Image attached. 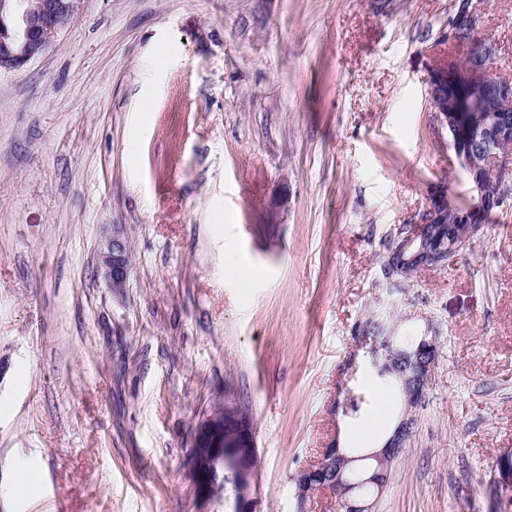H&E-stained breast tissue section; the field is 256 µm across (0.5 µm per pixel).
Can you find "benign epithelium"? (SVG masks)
<instances>
[{
  "mask_svg": "<svg viewBox=\"0 0 512 512\" xmlns=\"http://www.w3.org/2000/svg\"><path fill=\"white\" fill-rule=\"evenodd\" d=\"M78 0H0V72L15 71L42 56L56 35L73 17ZM480 17L470 0H454L446 38L452 44L468 45L464 62L444 61L431 73L428 96L438 113L454 149L459 168L471 182L472 201L459 209L444 187L434 189L415 221L412 233L398 239L394 251L410 254L417 269L448 265V255L474 240L483 231L489 210L502 207L512 195L501 187L512 184V80L491 72L498 45L490 40L475 41L466 35L479 29ZM471 96L476 111L488 112L486 120L470 124L461 115L460 103ZM463 211L462 226L448 237V246L429 245L430 233L441 232L448 214ZM100 267L116 295L126 288L131 272L129 246L118 225L100 250ZM434 356L432 341L422 339L412 349L392 348L388 370L403 382L405 401L421 406L431 383ZM414 418L406 413L381 448L365 458L374 464H359L360 456L341 451L337 440L321 449L317 459L293 476L298 512L318 492L336 498L337 512H374L376 496L387 486L392 463L403 453L413 433ZM257 458L252 422L245 413L225 405L219 415H207L193 431L188 471L195 491L202 497L220 494L219 475L225 472L237 481L234 512H256Z\"/></svg>",
  "mask_w": 512,
  "mask_h": 512,
  "instance_id": "1",
  "label": "benign epithelium"
}]
</instances>
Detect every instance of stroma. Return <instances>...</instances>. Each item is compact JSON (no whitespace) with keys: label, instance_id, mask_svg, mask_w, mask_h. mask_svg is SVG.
Here are the masks:
<instances>
[{"label":"stroma","instance_id":"35a3bbf8","mask_svg":"<svg viewBox=\"0 0 512 512\" xmlns=\"http://www.w3.org/2000/svg\"><path fill=\"white\" fill-rule=\"evenodd\" d=\"M512 79V0H482ZM452 0H80L0 73V512H225L195 424H253L257 512L363 418L332 413L355 326L439 333L375 512H500L512 449V205L402 291L383 240L467 186L427 95ZM132 271L112 294L101 243ZM355 356V355H354ZM29 479L18 484V471ZM100 267L112 292L121 295L130 276L131 263L128 242L118 225H113L112 236L103 243Z\"/></svg>","mask_w":512,"mask_h":512}]
</instances>
